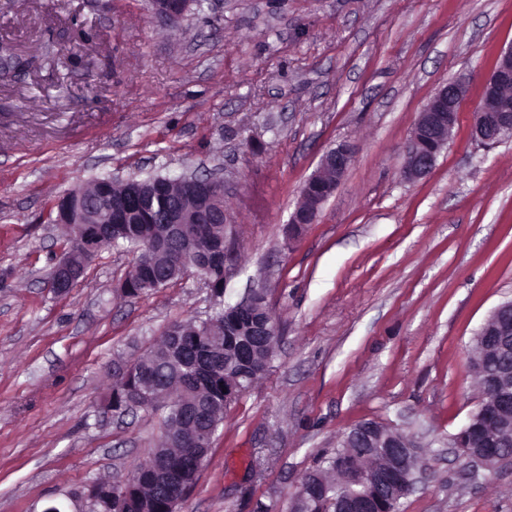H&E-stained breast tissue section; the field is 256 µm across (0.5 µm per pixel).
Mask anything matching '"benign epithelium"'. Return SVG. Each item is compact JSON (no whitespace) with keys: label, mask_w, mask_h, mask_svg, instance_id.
Listing matches in <instances>:
<instances>
[{"label":"benign epithelium","mask_w":512,"mask_h":512,"mask_svg":"<svg viewBox=\"0 0 512 512\" xmlns=\"http://www.w3.org/2000/svg\"><path fill=\"white\" fill-rule=\"evenodd\" d=\"M156 17L175 24L189 10L191 0H151ZM466 84L452 80L440 86L419 113L405 151L403 174L409 180L425 177L435 165L438 155L448 145L458 121ZM512 135V47L502 51L496 66L483 85L482 101L474 113L472 136L490 146ZM353 159L347 144L328 150L321 158L317 172L302 186L300 202L291 214V224L316 223L323 203L334 193ZM120 182L114 180L112 184ZM124 192L111 201V215L101 216L94 204L100 191L99 181L81 186L60 198L57 223L67 224L81 245V257L93 259L108 243L124 234L123 219L137 215L143 224H155L162 231V254L184 265L183 272L193 269L203 275L206 265L200 257L210 243L202 235L188 231L190 224L227 223L224 213V180L201 177L193 172L178 178L159 176L155 186L145 188L135 179L121 182ZM169 192V203L162 213L154 206L156 193ZM80 270L70 259H62L51 277L57 294L69 292L79 281ZM211 323L201 328H188L182 323L171 325L168 336H188L192 347L180 349L183 368L190 370L205 361H217V354L199 352L200 337L208 334ZM278 331L268 322H259L251 341L239 349V359L249 363L253 346H264L274 354ZM472 365L484 385L485 401L474 411L469 422L453 437L461 457L467 464L486 469L512 462V300L498 305L475 337ZM193 418L207 424L206 431L215 432L210 400L198 398L191 409ZM342 448H372L370 457L383 462V467L361 473L365 490L352 499H332L330 512H392L394 499L413 492L421 478L417 477L419 444L414 437L396 429L380 432L370 421L352 427L340 444ZM157 481L165 493V512H173L191 486L182 481V473L161 469ZM110 498L119 499L120 512H142L139 500L129 490L114 491Z\"/></svg>","instance_id":"1"}]
</instances>
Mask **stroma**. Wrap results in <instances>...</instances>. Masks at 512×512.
Returning <instances> with one entry per match:
<instances>
[{
  "label": "stroma",
  "instance_id": "1",
  "mask_svg": "<svg viewBox=\"0 0 512 512\" xmlns=\"http://www.w3.org/2000/svg\"><path fill=\"white\" fill-rule=\"evenodd\" d=\"M0 512H84L126 480L161 411L108 408L114 371L178 322L264 289L267 374L227 410L177 512H286L343 433L374 420L422 444L400 512H512V464L471 478L451 438L481 399L473 339L512 299V139L471 136L512 45V0H203L177 25L149 0H0ZM462 80L453 136L403 176L418 115ZM346 142L316 223L300 189ZM224 179L223 298L188 275L126 297L135 253L102 249L64 295L54 201L91 180Z\"/></svg>",
  "mask_w": 512,
  "mask_h": 512
}]
</instances>
